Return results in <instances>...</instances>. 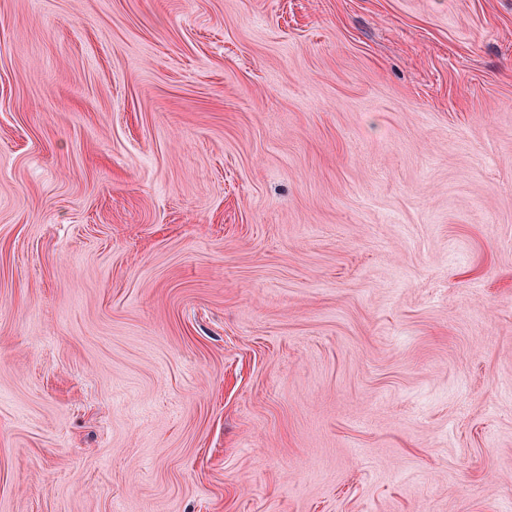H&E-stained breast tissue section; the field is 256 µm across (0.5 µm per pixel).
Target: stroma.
Returning a JSON list of instances; mask_svg holds the SVG:
<instances>
[{"mask_svg": "<svg viewBox=\"0 0 512 512\" xmlns=\"http://www.w3.org/2000/svg\"><path fill=\"white\" fill-rule=\"evenodd\" d=\"M0 512H512V0H0Z\"/></svg>", "mask_w": 512, "mask_h": 512, "instance_id": "obj_1", "label": "stroma"}]
</instances>
